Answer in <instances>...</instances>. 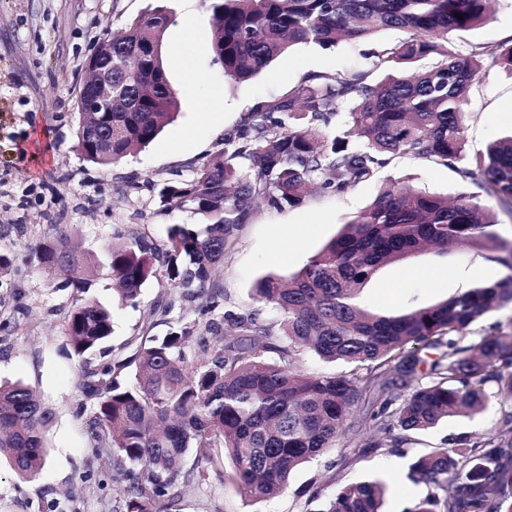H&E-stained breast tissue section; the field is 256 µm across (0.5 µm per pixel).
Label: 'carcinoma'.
I'll return each mask as SVG.
<instances>
[{"instance_id":"carcinoma-1","label":"carcinoma","mask_w":512,"mask_h":512,"mask_svg":"<svg viewBox=\"0 0 512 512\" xmlns=\"http://www.w3.org/2000/svg\"><path fill=\"white\" fill-rule=\"evenodd\" d=\"M213 17L214 63L230 82L245 81L296 44L327 49L388 28L410 33L373 55L370 70L308 75L288 94L254 106L224 133L223 149L167 182L161 201L201 217L173 224L165 251L133 230L112 234L108 275L117 305L138 303L146 281L164 272L185 301L203 300L198 317L162 338L143 336L132 357L92 366L112 331V307L86 296L95 285L91 257L71 244L67 224L25 244L29 257L66 275L80 298L65 321L82 359L79 386L97 401L94 453L112 455L129 481L127 512H172L193 448L221 469L232 460L241 489L255 502L286 492L293 472L336 446L354 404L370 409L367 448L396 445L392 434L426 430L484 408L489 389L512 398V325L480 336L462 332L512 307V276L397 315L362 309L358 295L384 265L425 248L464 247L512 269V240L495 208L512 215V136L473 156L465 121L473 88L490 65L512 68V45L448 48L453 37L490 19V0H203ZM462 18H457L456 14ZM169 15L154 9L112 40V148L76 141L83 158L110 168L151 143L178 109L162 60ZM428 57L436 62L412 72ZM399 155L440 162L476 184L453 200L396 180L322 251L288 279L259 282L258 300L278 313L281 344L262 341L273 327L224 309L216 269L256 202L281 210L302 204L310 188L345 192ZM447 348L426 371L419 351ZM356 364L346 375L305 372L300 351ZM276 353L271 363L263 353ZM135 366L131 380L122 372ZM398 404L388 411L392 404ZM53 413L21 382L0 384V458L22 479L47 462L45 430ZM430 493L408 512H512V412L491 433L460 448H439L411 465ZM377 480L344 485L325 512H380Z\"/></svg>"}]
</instances>
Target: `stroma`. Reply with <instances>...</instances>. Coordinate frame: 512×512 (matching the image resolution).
<instances>
[{
    "label": "stroma",
    "mask_w": 512,
    "mask_h": 512,
    "mask_svg": "<svg viewBox=\"0 0 512 512\" xmlns=\"http://www.w3.org/2000/svg\"><path fill=\"white\" fill-rule=\"evenodd\" d=\"M158 6L170 18L162 53L179 114L146 149L107 170L74 148L84 61L105 31H122ZM212 26L202 0H0V254L10 259L0 268V380L22 381L53 411L49 463L39 476L18 478L0 461V512H126L125 482L114 472L111 456L92 454L96 403L76 385L80 360L64 352V325L75 296L60 288L59 275L26 258L25 241L46 238L51 225L66 224L72 238L101 260L114 229L132 226L165 247L168 225L196 224L200 218L164 209L160 186L218 154L225 131L254 104L287 94L305 75L365 67L369 52L408 37L404 30L388 29L330 49L299 44L251 81L228 85L212 63ZM511 42L512 0H497L491 19L458 33L452 46L465 52L478 44ZM174 50L193 63L200 75L196 85H188L170 61ZM473 96L465 135L474 154L512 135V69L490 66ZM131 174L138 186L128 185ZM390 179L448 196L476 189L444 164L397 156L341 195L316 192L281 211L255 204L219 270L225 308L275 320V311L253 295L257 283L300 271ZM492 266L459 247L445 254L421 251L379 269L359 303L373 313L403 314L483 285L482 277L464 282L460 275ZM179 294L167 277L150 279L137 306L117 311L106 351L92 356V364L130 356L143 332L163 337L178 322L194 319L200 301H183ZM163 297L175 301L165 317L153 312ZM510 412L512 399L494 397L474 417H451L426 431H398L393 448H365V427L346 433L335 448L297 470L286 493L262 503L241 491L232 462L219 472L198 465L193 451L186 464L199 466L201 477L181 490L177 512H324L339 487L373 478L385 487L383 512H406L429 492L409 469L416 457L493 431Z\"/></svg>",
    "instance_id": "stroma-1"
}]
</instances>
